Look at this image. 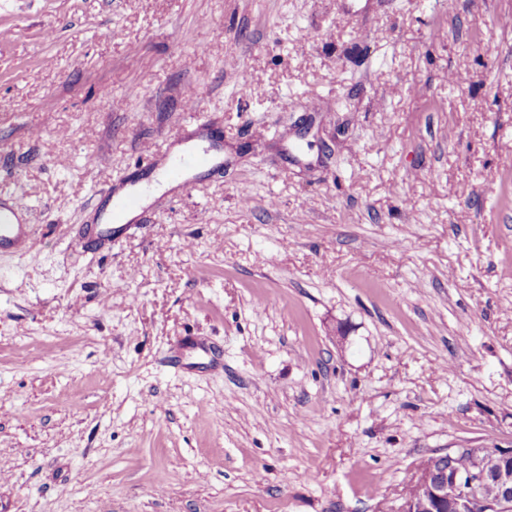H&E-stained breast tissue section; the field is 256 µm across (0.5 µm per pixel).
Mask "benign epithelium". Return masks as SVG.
Masks as SVG:
<instances>
[{
	"label": "benign epithelium",
	"instance_id": "1",
	"mask_svg": "<svg viewBox=\"0 0 512 512\" xmlns=\"http://www.w3.org/2000/svg\"><path fill=\"white\" fill-rule=\"evenodd\" d=\"M474 467L435 476L416 472L398 512H505L512 507V448L470 449ZM491 485L494 494L483 488Z\"/></svg>",
	"mask_w": 512,
	"mask_h": 512
}]
</instances>
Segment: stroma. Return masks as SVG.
Segmentation results:
<instances>
[{"label": "stroma", "instance_id": "1", "mask_svg": "<svg viewBox=\"0 0 512 512\" xmlns=\"http://www.w3.org/2000/svg\"><path fill=\"white\" fill-rule=\"evenodd\" d=\"M510 15L0 0L39 251L0 254V512H396L422 456L512 448ZM195 138L220 168L99 244L104 177Z\"/></svg>", "mask_w": 512, "mask_h": 512}]
</instances>
